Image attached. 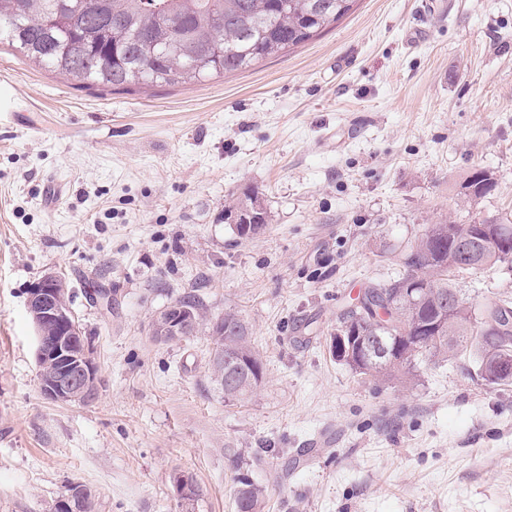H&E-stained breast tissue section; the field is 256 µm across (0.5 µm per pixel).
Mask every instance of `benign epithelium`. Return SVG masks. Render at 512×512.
<instances>
[{
	"label": "benign epithelium",
	"instance_id": "benign-epithelium-1",
	"mask_svg": "<svg viewBox=\"0 0 512 512\" xmlns=\"http://www.w3.org/2000/svg\"><path fill=\"white\" fill-rule=\"evenodd\" d=\"M476 228L480 240L497 249L509 248L508 235L501 225L488 222ZM66 293V286L53 273L43 276L29 289L27 310L37 336L40 390L45 398L57 403L89 402L97 396L99 381ZM189 331L190 319L180 306L164 309L152 324L158 339L184 336Z\"/></svg>",
	"mask_w": 512,
	"mask_h": 512
}]
</instances>
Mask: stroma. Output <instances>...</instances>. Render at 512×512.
<instances>
[{
	"label": "stroma",
	"instance_id": "1",
	"mask_svg": "<svg viewBox=\"0 0 512 512\" xmlns=\"http://www.w3.org/2000/svg\"><path fill=\"white\" fill-rule=\"evenodd\" d=\"M476 168L495 188L468 201ZM245 191L270 219L247 240L224 221ZM444 219L512 222V0H357L250 69L128 91L0 44V512H53L76 484L94 512H237L244 478L264 512H512V385L465 355L376 381L330 351L338 315ZM48 272L88 338L89 403L40 391L26 301ZM459 286L511 298L512 272ZM190 293L248 322L252 400L213 385L207 329L153 336Z\"/></svg>",
	"mask_w": 512,
	"mask_h": 512
}]
</instances>
